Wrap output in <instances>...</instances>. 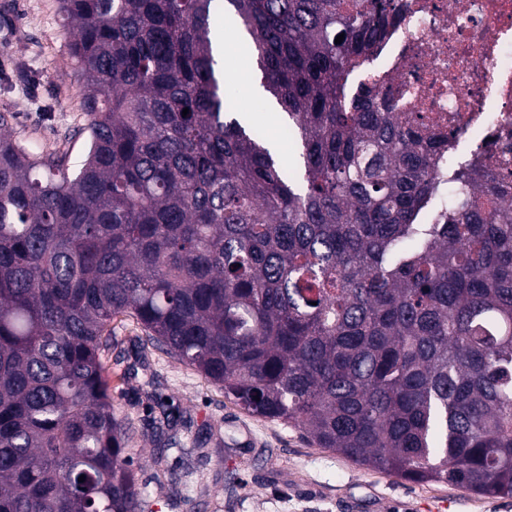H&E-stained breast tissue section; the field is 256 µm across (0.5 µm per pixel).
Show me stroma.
I'll use <instances>...</instances> for the list:
<instances>
[{
    "instance_id": "35a3bbf8",
    "label": "stroma",
    "mask_w": 512,
    "mask_h": 512,
    "mask_svg": "<svg viewBox=\"0 0 512 512\" xmlns=\"http://www.w3.org/2000/svg\"><path fill=\"white\" fill-rule=\"evenodd\" d=\"M58 0H0V114L14 139L78 164L87 148L83 79L69 60ZM226 90L283 159L297 141L257 94L250 60L224 54ZM129 318L112 323V403L130 422L128 453L155 512H512V498L455 483H414L317 447L302 431L248 414L193 368L142 347ZM177 407L179 451H168L153 421L156 403Z\"/></svg>"
}]
</instances>
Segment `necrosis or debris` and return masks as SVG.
<instances>
[{
    "instance_id": "1",
    "label": "necrosis or debris",
    "mask_w": 512,
    "mask_h": 512,
    "mask_svg": "<svg viewBox=\"0 0 512 512\" xmlns=\"http://www.w3.org/2000/svg\"><path fill=\"white\" fill-rule=\"evenodd\" d=\"M399 18L359 68L399 112L512 163V0H397Z\"/></svg>"
}]
</instances>
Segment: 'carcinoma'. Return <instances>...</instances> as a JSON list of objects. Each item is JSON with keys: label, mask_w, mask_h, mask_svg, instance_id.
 Instances as JSON below:
<instances>
[{"label": "carcinoma", "mask_w": 512, "mask_h": 512, "mask_svg": "<svg viewBox=\"0 0 512 512\" xmlns=\"http://www.w3.org/2000/svg\"><path fill=\"white\" fill-rule=\"evenodd\" d=\"M221 7L300 143L295 177L225 98ZM60 10L83 160L0 115V512H144L104 357L118 316L320 448L512 497V183L350 86L394 0Z\"/></svg>", "instance_id": "1"}]
</instances>
